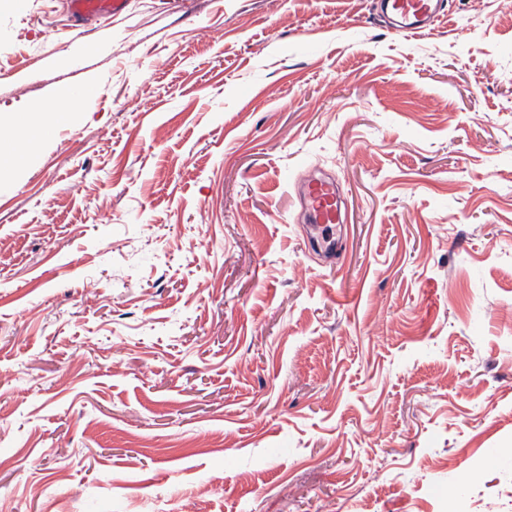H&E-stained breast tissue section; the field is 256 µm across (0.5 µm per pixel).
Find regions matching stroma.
Returning a JSON list of instances; mask_svg holds the SVG:
<instances>
[{"label": "stroma", "mask_w": 512, "mask_h": 512, "mask_svg": "<svg viewBox=\"0 0 512 512\" xmlns=\"http://www.w3.org/2000/svg\"><path fill=\"white\" fill-rule=\"evenodd\" d=\"M66 87L0 180L13 512H512V0L420 35L374 0H0V113ZM66 4L72 17L90 20L120 13L126 0H67ZM300 200L309 224L331 230L335 224H344L342 199L336 180L310 178L301 189Z\"/></svg>", "instance_id": "obj_1"}]
</instances>
